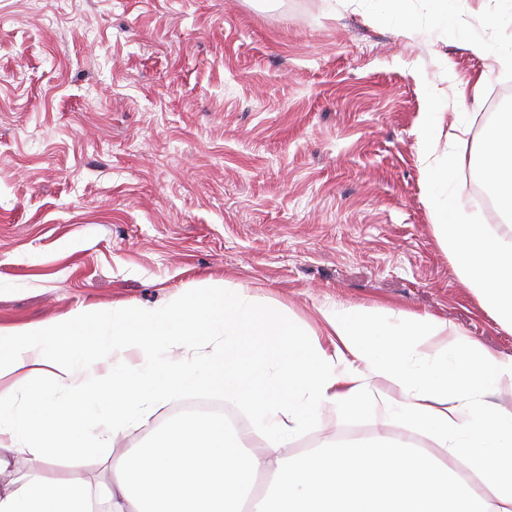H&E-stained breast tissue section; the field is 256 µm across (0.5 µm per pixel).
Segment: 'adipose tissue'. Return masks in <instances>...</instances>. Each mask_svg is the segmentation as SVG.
Listing matches in <instances>:
<instances>
[{"instance_id":"ef3b65f1","label":"adipose tissue","mask_w":512,"mask_h":512,"mask_svg":"<svg viewBox=\"0 0 512 512\" xmlns=\"http://www.w3.org/2000/svg\"><path fill=\"white\" fill-rule=\"evenodd\" d=\"M315 333L252 289L206 283L147 305L80 307L0 327V512H512V356L430 314L319 311ZM91 333V349L73 337ZM194 391L223 394L262 438L186 414L101 473L56 469ZM417 440L379 434L297 455L333 406L374 402Z\"/></svg>"}]
</instances>
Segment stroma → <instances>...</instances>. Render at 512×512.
I'll list each match as a JSON object with an SVG mask.
<instances>
[{"mask_svg":"<svg viewBox=\"0 0 512 512\" xmlns=\"http://www.w3.org/2000/svg\"><path fill=\"white\" fill-rule=\"evenodd\" d=\"M367 0H0V326L152 304L205 281L322 330L323 305L429 313L512 355L439 246L419 160L425 87L475 151L512 64V0L433 29ZM401 432L323 409L288 448Z\"/></svg>","mask_w":512,"mask_h":512,"instance_id":"stroma-1","label":"stroma"}]
</instances>
